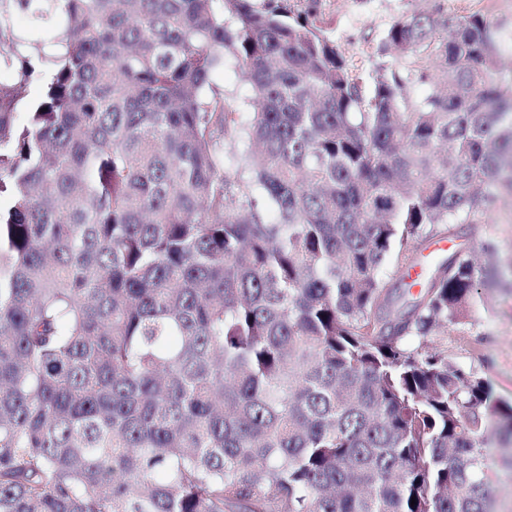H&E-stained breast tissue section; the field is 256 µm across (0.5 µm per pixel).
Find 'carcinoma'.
Wrapping results in <instances>:
<instances>
[{"label":"carcinoma","mask_w":512,"mask_h":512,"mask_svg":"<svg viewBox=\"0 0 512 512\" xmlns=\"http://www.w3.org/2000/svg\"><path fill=\"white\" fill-rule=\"evenodd\" d=\"M377 57L297 0H0V512H492L512 401L434 346L477 249L406 275L512 196V74L438 5ZM215 81L219 86L224 85L228 95L234 98L237 103L245 100L250 95L249 88L239 80L233 68H227L224 73H218L215 76Z\"/></svg>","instance_id":"1"}]
</instances>
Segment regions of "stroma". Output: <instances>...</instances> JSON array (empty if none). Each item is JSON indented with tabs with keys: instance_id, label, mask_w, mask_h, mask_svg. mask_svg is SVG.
Instances as JSON below:
<instances>
[{
	"instance_id": "stroma-1",
	"label": "stroma",
	"mask_w": 512,
	"mask_h": 512,
	"mask_svg": "<svg viewBox=\"0 0 512 512\" xmlns=\"http://www.w3.org/2000/svg\"><path fill=\"white\" fill-rule=\"evenodd\" d=\"M446 12L485 13L492 20L502 65L512 67V0H441ZM430 0H323L319 26L336 40L346 56L365 64L373 45L406 13L426 9ZM484 250L481 264L491 277L483 289L471 325L437 337L436 343L461 366L483 378L496 399H512V196H501L489 207L483 223L463 228ZM488 470L496 491L494 512H512V441L491 436Z\"/></svg>"
}]
</instances>
